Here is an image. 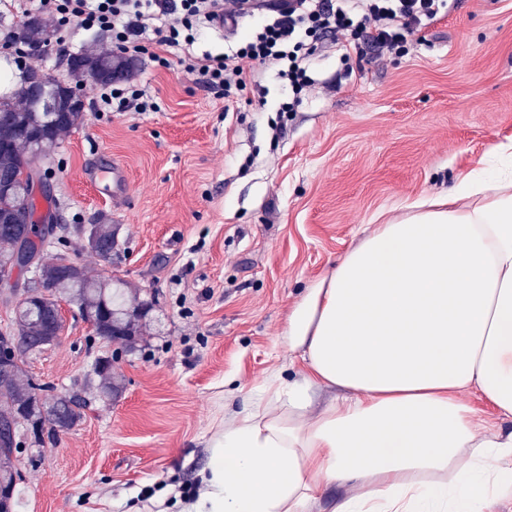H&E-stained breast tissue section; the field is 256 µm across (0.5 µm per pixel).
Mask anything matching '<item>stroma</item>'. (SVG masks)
<instances>
[{
  "instance_id": "1",
  "label": "stroma",
  "mask_w": 512,
  "mask_h": 512,
  "mask_svg": "<svg viewBox=\"0 0 512 512\" xmlns=\"http://www.w3.org/2000/svg\"><path fill=\"white\" fill-rule=\"evenodd\" d=\"M108 46L73 36L33 69L65 77L66 57ZM296 111L277 70L226 103L180 68L137 63L156 112H87L49 164L54 222L68 259L153 300L133 345L98 336L61 303L59 338L24 356L45 396L85 401L71 430L22 434L20 512H156L148 492L200 487L209 439L273 376L299 378L288 314L370 231L378 213L448 193L489 149L512 139V0H453L403 47L367 62L315 58ZM120 163L113 199L86 171ZM115 230L110 259L84 248L98 216ZM113 359L105 396L92 365Z\"/></svg>"
}]
</instances>
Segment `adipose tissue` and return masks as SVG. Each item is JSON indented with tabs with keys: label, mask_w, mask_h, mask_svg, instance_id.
<instances>
[{
	"label": "adipose tissue",
	"mask_w": 512,
	"mask_h": 512,
	"mask_svg": "<svg viewBox=\"0 0 512 512\" xmlns=\"http://www.w3.org/2000/svg\"><path fill=\"white\" fill-rule=\"evenodd\" d=\"M439 198L385 219L288 317L305 371L218 427L183 512H490L512 496V143ZM342 395L321 410L323 388ZM463 398L476 407L484 418L500 425L505 430H512V419L501 416L495 409L484 403L475 392L464 394ZM350 494V490L346 486H331L324 489L314 503L312 512H336L340 502Z\"/></svg>",
	"instance_id": "1"
}]
</instances>
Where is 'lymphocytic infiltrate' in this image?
<instances>
[{
	"label": "lymphocytic infiltrate",
	"instance_id": "lymphocytic-infiltrate-1",
	"mask_svg": "<svg viewBox=\"0 0 512 512\" xmlns=\"http://www.w3.org/2000/svg\"><path fill=\"white\" fill-rule=\"evenodd\" d=\"M447 0H0V13L17 19L37 14L59 37L106 32L114 51L156 67L183 66L216 94L255 84L261 70L277 68L293 94L286 111L312 85L309 61L336 48L350 54L381 56L409 34L429 28L443 16ZM258 18L255 32L227 54H196L205 29L223 21L226 32L240 19ZM98 112H155L158 96L148 86L115 82L99 87Z\"/></svg>",
	"mask_w": 512,
	"mask_h": 512
}]
</instances>
